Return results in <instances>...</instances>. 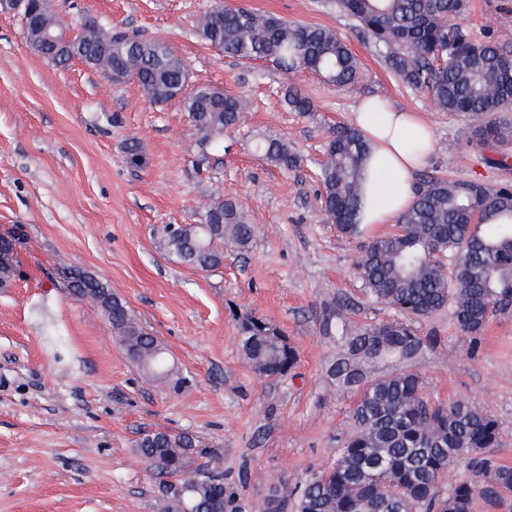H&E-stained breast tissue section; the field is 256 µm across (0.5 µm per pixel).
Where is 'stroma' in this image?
<instances>
[{
  "mask_svg": "<svg viewBox=\"0 0 512 512\" xmlns=\"http://www.w3.org/2000/svg\"><path fill=\"white\" fill-rule=\"evenodd\" d=\"M214 0H53L85 17L168 43L190 87L211 85L251 102L224 136L225 150L197 165L199 134L180 100L149 101L135 81L112 83L74 61L49 63L28 46L20 16L0 12V234L21 233L17 275L0 288V512H165L170 477L148 467L141 435L168 430L219 460L236 512H264L270 488L292 492L330 466L351 434L353 394L328 375L336 346L318 332L321 304L354 298L352 324L388 319L356 269L360 239L339 233L318 198V164L330 129L350 123L360 100L420 113L435 149L426 170L490 187L512 184V166L487 164L468 133L474 118L442 112L385 68L349 19L322 0H223L346 37L358 82L337 88L271 62L224 56L203 42L196 15ZM460 25L512 50V0H469ZM295 81L315 108L281 101ZM287 140L303 164L281 169L257 142ZM137 140L144 163L126 162ZM237 200L256 226L251 247L227 248L203 272L161 244L167 224H195L214 195ZM93 273L166 348L173 378L155 382L128 356L94 308L74 299L58 263ZM263 315L287 335L298 362L285 376L242 357L241 314ZM435 344L417 361L426 395L494 415L497 447L483 457L512 467V313L494 316L471 344L450 310L415 322Z\"/></svg>",
  "mask_w": 512,
  "mask_h": 512,
  "instance_id": "obj_1",
  "label": "stroma"
}]
</instances>
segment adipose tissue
Wrapping results in <instances>:
<instances>
[{"label": "adipose tissue", "instance_id": "1", "mask_svg": "<svg viewBox=\"0 0 512 512\" xmlns=\"http://www.w3.org/2000/svg\"><path fill=\"white\" fill-rule=\"evenodd\" d=\"M352 123L370 144L359 221L394 223L415 198L413 175L432 156V132L417 113L389 108L378 98L363 100Z\"/></svg>", "mask_w": 512, "mask_h": 512}]
</instances>
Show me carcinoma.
Returning a JSON list of instances; mask_svg holds the SVG:
<instances>
[{
  "label": "carcinoma",
  "instance_id": "obj_1",
  "mask_svg": "<svg viewBox=\"0 0 512 512\" xmlns=\"http://www.w3.org/2000/svg\"><path fill=\"white\" fill-rule=\"evenodd\" d=\"M352 21L385 67L405 86L431 98L443 112H461L482 123L468 139L495 151L512 141V52L494 40L476 39L455 18L467 0H326ZM200 38L226 56L264 59L283 73L311 71L343 86L359 75V62L346 38L335 30L255 12L245 7L206 10L196 20ZM82 57L105 60L135 79L154 103L181 98L190 122L202 135L201 158L220 147L224 131L249 107L240 96L217 87L188 90L183 60L165 43L102 24L80 29ZM292 110L314 104L298 85L283 93ZM274 165L303 163L288 142L259 144ZM320 166V201L328 220L345 236L361 237L362 169L367 145L349 125L332 129ZM412 206L398 218L396 231L370 237L356 263L363 288L394 311L388 320L354 326L355 303L347 297L326 301L318 315L320 335L336 343L330 375L336 386L353 391L352 434L336 461L311 473L288 501L272 488L265 512H471L475 494L497 505L512 496V468L477 456L499 439L497 419L465 402L430 403L423 379L412 364L434 343L414 321L448 307L461 332L475 343L490 318L512 311V187L491 188L472 180L424 175ZM255 228L234 201L213 197L198 224L163 230L167 252L202 271L224 263V247L245 250ZM75 298L102 300V313L129 357L159 381L168 378L166 351L136 320L125 301L101 278L65 269ZM243 358L270 377L287 374L297 352L279 340L283 332L262 316L239 324ZM141 440L139 455L166 476H176L181 492L168 498L166 512H213L226 508L224 476L218 467L182 469L199 441L183 433L154 431ZM464 461L478 480L463 479L441 491L448 468Z\"/></svg>",
  "mask_w": 512,
  "mask_h": 512
}]
</instances>
